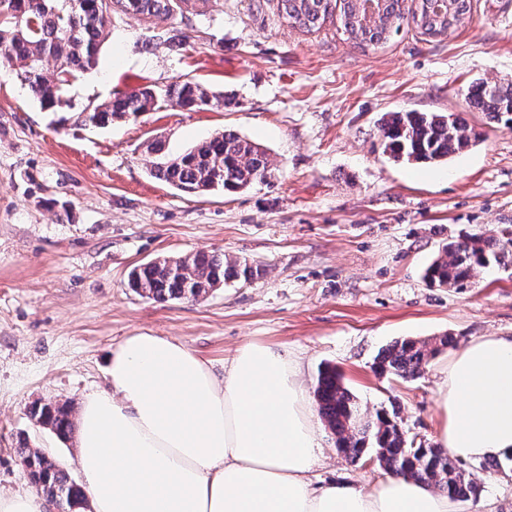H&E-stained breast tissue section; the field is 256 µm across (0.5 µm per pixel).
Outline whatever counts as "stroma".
<instances>
[{"label":"stroma","mask_w":512,"mask_h":512,"mask_svg":"<svg viewBox=\"0 0 512 512\" xmlns=\"http://www.w3.org/2000/svg\"><path fill=\"white\" fill-rule=\"evenodd\" d=\"M183 52L147 44L150 19H113L96 68L56 111L0 69V493L30 494L15 447L56 459L77 477L73 442L36 426L29 407H79L103 389L105 357L137 332L176 338L216 374L254 343L287 349L314 392L336 367L366 413L399 406L414 444L441 423V353L414 380L382 377L378 352L404 337L443 333L466 345L512 336V264L479 269L470 288L429 286L424 272L461 232L512 229V128L470 107L478 79L512 84V0H471L468 20L439 40L414 27L377 49L346 39L335 21L290 27L274 0H211L177 21ZM190 78L226 98L224 109L162 108L92 129L89 102ZM399 110L448 112L476 133L444 164L396 163L377 123ZM261 145L274 178L237 193L185 195L153 179L147 143L173 157L217 131ZM217 251L260 273L198 300L156 302L128 284L161 257ZM323 455L309 478L374 486L386 472L351 461L320 425ZM495 512H512V468L469 466Z\"/></svg>","instance_id":"obj_1"}]
</instances>
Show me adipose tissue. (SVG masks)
Masks as SVG:
<instances>
[{"mask_svg": "<svg viewBox=\"0 0 512 512\" xmlns=\"http://www.w3.org/2000/svg\"><path fill=\"white\" fill-rule=\"evenodd\" d=\"M105 371L75 426L92 512H492L403 476L313 487L322 449L288 351L242 346L219 378L184 343L140 332ZM440 391L442 448L471 462L512 456V336L472 340Z\"/></svg>", "mask_w": 512, "mask_h": 512, "instance_id": "obj_1", "label": "adipose tissue"}]
</instances>
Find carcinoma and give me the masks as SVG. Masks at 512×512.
I'll list each match as a JSON object with an SVG mask.
<instances>
[{
	"label": "carcinoma",
	"instance_id": "obj_1",
	"mask_svg": "<svg viewBox=\"0 0 512 512\" xmlns=\"http://www.w3.org/2000/svg\"><path fill=\"white\" fill-rule=\"evenodd\" d=\"M417 0L404 6L400 0H374V15L367 18L363 0H277L278 16L295 28L318 30L336 16L348 39L366 50L382 46L398 34L403 24L438 39L462 25L471 0H447L443 12ZM209 0H0V58L16 67L43 109L63 104V97L82 74L96 68L98 55L112 26V15L128 19L153 17L163 26L153 38L177 49L186 40L165 22L184 15L185 9L201 15ZM473 108L512 126V87L475 81L467 91ZM163 107L212 110L224 107V93L197 81L175 79L150 85L134 96L116 97L85 107L91 126L105 128L116 119ZM383 152L396 162L435 164L466 151L472 132L454 114L446 112H386L380 118ZM275 170L262 145L230 131L213 134L183 154L153 162L151 174L185 194L237 192L270 178ZM512 263V231L463 232L451 240L427 267L431 286L463 289L479 268ZM259 267L218 252H196L161 264L144 263L131 272L130 286L142 297L157 302L198 299L224 283L248 281ZM457 338L444 334L427 339L405 338L382 349L375 361L380 376L420 377L427 360L455 346ZM315 397L318 412L336 436V448L353 461L374 460L396 474L432 485L458 501L476 500L480 485L466 464L452 458L436 444L413 446L401 427L400 410H379L367 416L334 368L322 369ZM30 418L59 439H71L74 428L69 404L33 405ZM32 484L63 512L88 507L83 487L38 448L23 438L15 449Z\"/></svg>",
	"mask_w": 512,
	"mask_h": 512
}]
</instances>
